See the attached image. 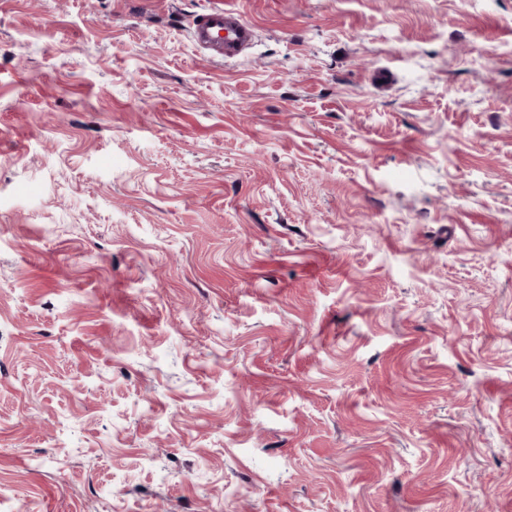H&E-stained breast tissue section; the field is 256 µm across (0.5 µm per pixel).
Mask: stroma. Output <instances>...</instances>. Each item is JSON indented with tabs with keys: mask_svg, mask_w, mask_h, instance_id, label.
Returning <instances> with one entry per match:
<instances>
[{
	"mask_svg": "<svg viewBox=\"0 0 512 512\" xmlns=\"http://www.w3.org/2000/svg\"><path fill=\"white\" fill-rule=\"evenodd\" d=\"M0 512H512V0H0ZM192 40L210 59L241 55L253 39V27L236 9L213 7L192 21Z\"/></svg>",
	"mask_w": 512,
	"mask_h": 512,
	"instance_id": "stroma-1",
	"label": "stroma"
}]
</instances>
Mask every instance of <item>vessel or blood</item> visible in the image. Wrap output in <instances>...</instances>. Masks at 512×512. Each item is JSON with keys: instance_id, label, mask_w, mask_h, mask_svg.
Listing matches in <instances>:
<instances>
[{"instance_id": "1", "label": "vessel or blood", "mask_w": 512, "mask_h": 512, "mask_svg": "<svg viewBox=\"0 0 512 512\" xmlns=\"http://www.w3.org/2000/svg\"><path fill=\"white\" fill-rule=\"evenodd\" d=\"M192 40L210 59L234 58L246 50L253 39V27L241 12L213 7L192 21Z\"/></svg>"}]
</instances>
